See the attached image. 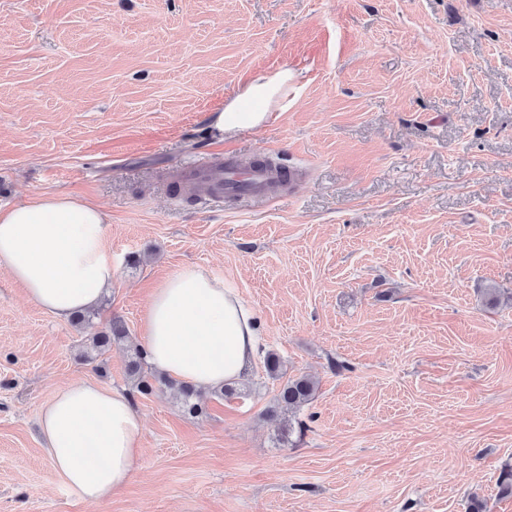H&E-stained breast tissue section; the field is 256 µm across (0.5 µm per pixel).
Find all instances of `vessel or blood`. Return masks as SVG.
Instances as JSON below:
<instances>
[{
  "mask_svg": "<svg viewBox=\"0 0 512 512\" xmlns=\"http://www.w3.org/2000/svg\"><path fill=\"white\" fill-rule=\"evenodd\" d=\"M177 177L193 195L209 202H220L228 196L267 200L276 196L283 181L278 170L264 165L242 166L233 162L220 171L202 162L179 171Z\"/></svg>",
  "mask_w": 512,
  "mask_h": 512,
  "instance_id": "1",
  "label": "vessel or blood"
}]
</instances>
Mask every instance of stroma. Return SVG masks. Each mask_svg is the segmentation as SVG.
Returning a JSON list of instances; mask_svg holds the SVG:
<instances>
[{"label": "stroma", "mask_w": 512, "mask_h": 512, "mask_svg": "<svg viewBox=\"0 0 512 512\" xmlns=\"http://www.w3.org/2000/svg\"><path fill=\"white\" fill-rule=\"evenodd\" d=\"M282 70L287 109L210 135ZM217 150L301 178L272 201L172 195ZM43 193L104 211L115 275L78 323L0 272V512H512V0H0V205ZM187 265L283 362L197 417L127 373L152 288ZM115 321L127 339L86 360ZM303 375L285 439L274 397ZM75 380L143 422L102 503L39 432Z\"/></svg>", "instance_id": "1"}]
</instances>
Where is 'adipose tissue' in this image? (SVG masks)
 Returning <instances> with one entry per match:
<instances>
[{"mask_svg":"<svg viewBox=\"0 0 512 512\" xmlns=\"http://www.w3.org/2000/svg\"><path fill=\"white\" fill-rule=\"evenodd\" d=\"M291 75L252 79L241 99L212 113L224 138L263 125L288 95ZM105 213L69 195L43 194L0 208V270L28 300L67 319L112 285ZM263 324L235 289L203 268L182 267L151 294L141 346L152 370L209 391L237 382L256 357ZM40 428L63 484L88 502L124 487L141 457L143 423L129 399L91 381L61 388L41 409Z\"/></svg>","mask_w":512,"mask_h":512,"instance_id":"adipose-tissue-1","label":"adipose tissue"}]
</instances>
